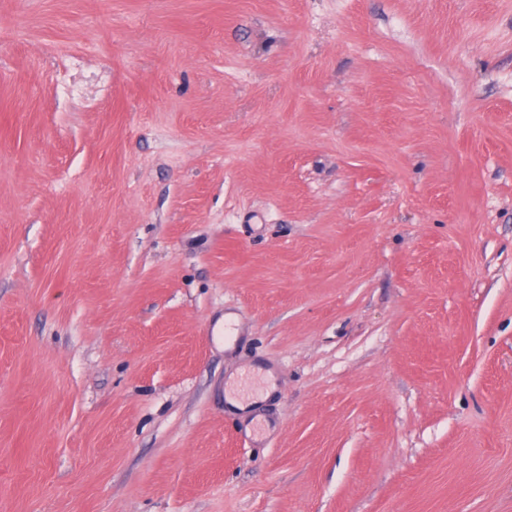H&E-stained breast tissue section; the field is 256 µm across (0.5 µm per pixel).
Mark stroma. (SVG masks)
Returning a JSON list of instances; mask_svg holds the SVG:
<instances>
[{
	"mask_svg": "<svg viewBox=\"0 0 512 512\" xmlns=\"http://www.w3.org/2000/svg\"><path fill=\"white\" fill-rule=\"evenodd\" d=\"M0 512H512V0H0Z\"/></svg>",
	"mask_w": 512,
	"mask_h": 512,
	"instance_id": "obj_1",
	"label": "stroma"
}]
</instances>
